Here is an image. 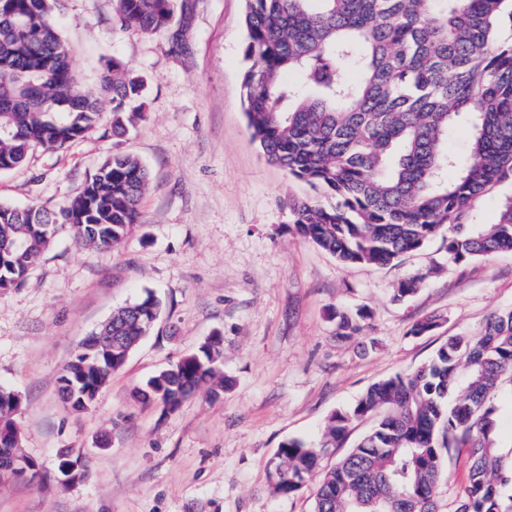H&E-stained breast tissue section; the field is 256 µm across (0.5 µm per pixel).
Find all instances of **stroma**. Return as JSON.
<instances>
[{"mask_svg":"<svg viewBox=\"0 0 512 512\" xmlns=\"http://www.w3.org/2000/svg\"><path fill=\"white\" fill-rule=\"evenodd\" d=\"M113 8L60 0L55 19L81 89L95 92L106 62L120 59L142 83L144 119L123 138L99 131L35 148L0 171V203L59 207L117 152L140 157L150 184L122 243L81 247L59 225L24 283L0 291V387L22 399L21 451L39 466L36 477L0 480V512H312L317 476L289 496L272 490L267 464L281 442L317 437L372 384L512 309V252L454 266L437 236L392 264H340L289 222L288 198L315 191L268 164L248 130L244 0H178V23L161 34L121 27ZM423 272L421 290L394 301L398 282ZM149 293L161 303L151 334L92 410L68 409L57 378L79 343ZM359 308L369 319L338 340L336 312ZM428 316L438 327L413 335ZM214 334L232 389L199 391L172 414L134 401ZM60 448L85 456V477L61 480Z\"/></svg>","mask_w":512,"mask_h":512,"instance_id":"stroma-1","label":"stroma"}]
</instances>
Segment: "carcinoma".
Segmentation results:
<instances>
[{"label":"carcinoma","instance_id":"1","mask_svg":"<svg viewBox=\"0 0 512 512\" xmlns=\"http://www.w3.org/2000/svg\"><path fill=\"white\" fill-rule=\"evenodd\" d=\"M508 0H245L252 64L242 102L262 154L322 194L289 203L298 235L346 265H388L441 234L448 263L464 265L512 252V197L492 224H469L475 199L512 182V23ZM59 0H0V166L18 168L37 147L63 149L101 127L111 107L112 135L143 118L133 106L141 84L120 60L107 62L99 90L79 87L56 26ZM176 0H115L121 26L164 33ZM300 81L288 82V74ZM466 129L461 162L444 151ZM454 171L447 177L448 171ZM148 171L129 154L104 159L62 206L0 205V290L20 285L50 248L57 225L93 248L122 242L140 223ZM22 239L23 250L13 248ZM429 274L398 282L394 298L418 291ZM161 312L147 294L112 313V356L78 349L58 378L76 412L90 409ZM339 337L361 330L363 309L336 312ZM221 339L207 338L135 390L139 401L177 412L195 392L215 397ZM512 390V309L495 312L475 336H450L416 371L371 385L356 404L328 418L322 439L283 441L269 462L275 493L300 490L349 428L374 426L323 472L313 512H439L444 459L464 455L467 485L455 512H512V460L497 438L493 398ZM13 391L0 387V443L18 453L19 427L5 411Z\"/></svg>","mask_w":512,"mask_h":512}]
</instances>
